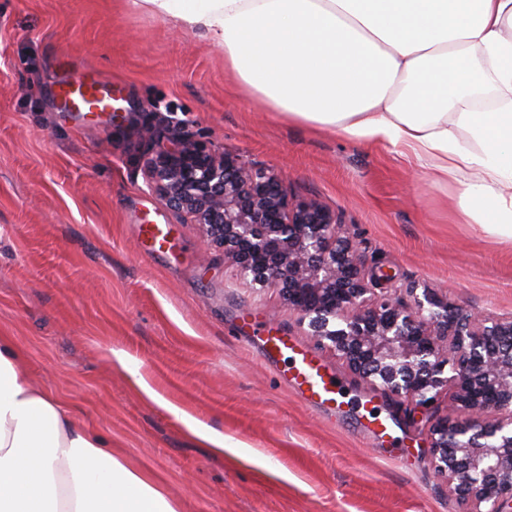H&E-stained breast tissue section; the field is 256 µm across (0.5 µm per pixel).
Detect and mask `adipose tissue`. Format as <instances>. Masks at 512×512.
I'll use <instances>...</instances> for the list:
<instances>
[{
    "label": "adipose tissue",
    "mask_w": 512,
    "mask_h": 512,
    "mask_svg": "<svg viewBox=\"0 0 512 512\" xmlns=\"http://www.w3.org/2000/svg\"><path fill=\"white\" fill-rule=\"evenodd\" d=\"M288 121L405 157L512 242V0H129ZM0 512H183L0 336Z\"/></svg>",
    "instance_id": "ef3b65f1"
}]
</instances>
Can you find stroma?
<instances>
[{
	"label": "stroma",
	"instance_id": "stroma-1",
	"mask_svg": "<svg viewBox=\"0 0 512 512\" xmlns=\"http://www.w3.org/2000/svg\"><path fill=\"white\" fill-rule=\"evenodd\" d=\"M115 82L122 112L62 111L63 79ZM285 176L334 210L366 273L512 317V244L455 221V201L381 145L289 122L224 72V50L128 0H0V336L40 389L181 500L185 512H463L431 462L425 409L354 375L277 289L241 278L150 187L146 157L176 137ZM174 246L143 252L140 224ZM311 350L337 382L307 405L242 317ZM138 374H131V367ZM387 435L363 431L366 411ZM241 443L216 451L183 423Z\"/></svg>",
	"mask_w": 512,
	"mask_h": 512
}]
</instances>
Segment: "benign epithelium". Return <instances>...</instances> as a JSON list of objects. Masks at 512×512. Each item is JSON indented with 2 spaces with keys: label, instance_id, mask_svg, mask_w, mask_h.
<instances>
[{
  "label": "benign epithelium",
  "instance_id": "obj_1",
  "mask_svg": "<svg viewBox=\"0 0 512 512\" xmlns=\"http://www.w3.org/2000/svg\"><path fill=\"white\" fill-rule=\"evenodd\" d=\"M166 207L199 226L239 271L279 289L317 343L354 374L417 405L449 395L430 427L435 470L465 512H512V318L458 307L428 289L410 301L365 280L336 213L284 190L278 171L189 138L146 161Z\"/></svg>",
  "mask_w": 512,
  "mask_h": 512
}]
</instances>
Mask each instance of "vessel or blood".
Masks as SVG:
<instances>
[{
	"label": "vessel or blood",
	"instance_id": "1",
	"mask_svg": "<svg viewBox=\"0 0 512 512\" xmlns=\"http://www.w3.org/2000/svg\"><path fill=\"white\" fill-rule=\"evenodd\" d=\"M58 96L64 109L82 114L116 112L121 110L124 101L120 88L102 79L63 80ZM138 236L146 254L165 253L171 247L168 225H139ZM264 343L267 358L285 362L295 390L305 401L325 409L336 402L339 393L337 386L309 350L271 331L266 333Z\"/></svg>",
	"mask_w": 512,
	"mask_h": 512
}]
</instances>
